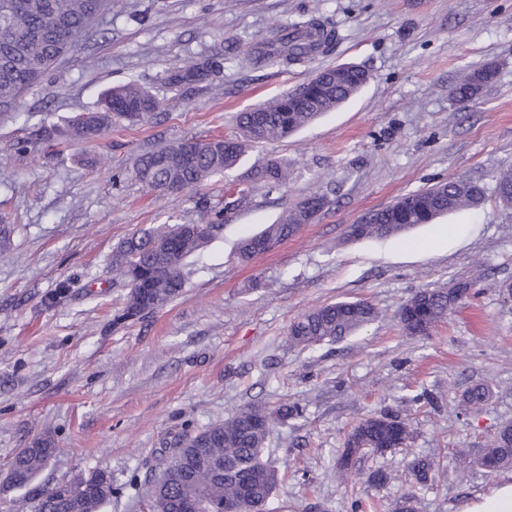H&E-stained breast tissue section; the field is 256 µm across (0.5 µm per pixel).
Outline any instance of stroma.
<instances>
[{"instance_id": "35a3bbf8", "label": "stroma", "mask_w": 512, "mask_h": 512, "mask_svg": "<svg viewBox=\"0 0 512 512\" xmlns=\"http://www.w3.org/2000/svg\"><path fill=\"white\" fill-rule=\"evenodd\" d=\"M315 16L336 32L308 65L256 69L242 51L275 26ZM220 74L184 91L180 108L116 124L86 142H49L41 129L95 111L110 87L139 81L170 96L168 76L204 59ZM353 63L370 79L340 108L287 139L251 144L235 170L177 193L132 178L138 157L183 138L239 137L235 116L293 90L318 69ZM497 75L474 102L453 86L470 70ZM270 159L288 183L255 190L186 268L183 292L135 321L115 323L127 291L113 285L112 249L131 232L192 224L201 203H223L237 179ZM512 168V0H121L42 82L0 110V222L14 225L0 261V479L38 436L58 448L46 487L88 469L120 492L102 512H153L149 488L175 436L238 409L297 404L274 424L265 461L280 481L265 512H464L505 479L459 466L512 422V205L494 193ZM452 177L484 184L476 209L383 239L352 240L351 224L406 193ZM319 192L313 223L275 250L241 261L238 240ZM475 279V293L424 336L406 335L401 305L416 292ZM67 298L50 304L60 283ZM364 300L378 318L333 342L293 344L291 323L337 301ZM488 388L478 410L462 401ZM410 430L401 447L365 452L339 470L344 443L366 416ZM430 458L422 486L406 468ZM377 469L391 473L373 484Z\"/></svg>"}]
</instances>
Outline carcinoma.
Here are the masks:
<instances>
[{
  "mask_svg": "<svg viewBox=\"0 0 512 512\" xmlns=\"http://www.w3.org/2000/svg\"><path fill=\"white\" fill-rule=\"evenodd\" d=\"M112 0H0V105L12 108L20 95L37 86L47 71L66 56L74 44L106 12ZM336 40L334 30L317 18L294 21L273 30L269 37L243 50L257 66L308 63L329 51ZM213 61L169 77L170 87L186 81H199L220 72ZM491 66L474 69L457 84L455 99L472 101L492 82ZM368 83V73L353 64L322 68L299 89L286 92L271 101L237 115L240 137L208 141L181 139L142 154L133 176L149 188L172 193L198 186L209 178L233 170L253 142H274L287 138L324 112H330ZM163 105L149 89L129 81L110 89L98 112L99 126L83 129L67 122L45 129L47 136H62L83 141L101 134L114 121L139 124L148 121ZM242 188L235 197L224 198L218 209L201 204L195 224H158L138 229L112 250V283L128 289L120 321L135 320L149 308L158 309L186 288V260L200 250L209 231L220 227L223 214L248 201L256 187L272 192L288 182V164L271 160L253 167L240 177ZM498 197L512 203V169L500 172L496 179ZM486 198L485 187L475 181L450 178L432 188L409 192L392 206L376 212L374 222L360 220L351 225L355 238L384 239L415 224H429L436 218L463 207L477 208ZM326 205L321 194L310 195L286 211L275 223L239 240L238 258L247 262L294 236L310 223ZM474 283H454L459 294L451 299L441 288L419 291L401 307L399 321L409 336H422L448 316L455 304L471 295ZM377 311L369 303L337 301L307 312L289 328L290 340L309 347L334 341L372 322ZM489 392L482 385L469 388L463 399L473 407L483 405ZM297 405L268 411L259 406L245 407L222 423L199 431H184L175 440L181 463L165 464L162 481L149 493L155 512H183L184 504L201 497L211 512H224L234 506L238 512H261L262 503L276 488V470L263 461L264 442L276 421L300 417ZM405 422L386 415L364 418L345 442L341 466L347 467L365 449L383 453L406 441ZM57 451L54 441L44 436L15 456L13 465L36 477L47 456ZM473 459L478 465L497 471L512 467V423L501 426L487 447L477 454L467 448L459 452L461 463ZM415 480L421 484L438 475L435 463L425 458L408 462ZM118 493L112 476L101 470L81 473L22 498L19 512H101L104 504Z\"/></svg>",
  "mask_w": 512,
  "mask_h": 512,
  "instance_id": "obj_1",
  "label": "carcinoma"
}]
</instances>
